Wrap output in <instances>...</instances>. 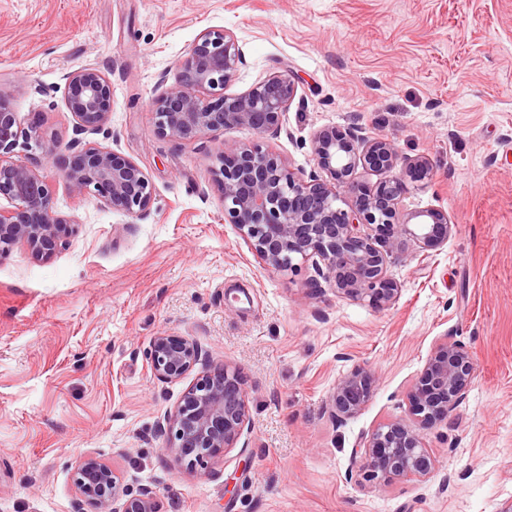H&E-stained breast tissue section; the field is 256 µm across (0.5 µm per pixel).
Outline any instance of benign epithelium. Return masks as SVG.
Wrapping results in <instances>:
<instances>
[{
  "instance_id": "1",
  "label": "benign epithelium",
  "mask_w": 512,
  "mask_h": 512,
  "mask_svg": "<svg viewBox=\"0 0 512 512\" xmlns=\"http://www.w3.org/2000/svg\"><path fill=\"white\" fill-rule=\"evenodd\" d=\"M244 62L242 48L228 32H200L178 65L175 83L167 85L165 75L160 79L162 90L152 101L158 135L187 140L234 126L260 134L280 130L282 114L297 94L295 82L277 73L246 92L224 93ZM63 80V88L40 87L38 93L63 91L66 106L77 119L76 137L64 148L35 127L22 131L10 106V93L0 86V196L11 203L8 209L0 208V254L21 245L34 259L48 260L66 246L72 232V223L56 213L37 167L15 158L19 147H36L48 163L66 150L68 162L61 171L77 196L91 194L140 219L151 212L153 191L144 169L109 149L82 143L81 135L97 131L108 120L110 82L91 65L65 73ZM205 93L213 100L204 102ZM312 152L330 182L297 179L279 156L257 146L225 149L214 171L224 220L235 226L266 268L292 271L309 261L318 271H326L325 278L334 283L336 292L387 307L397 298L398 288L387 277L386 264L400 241L409 238L427 250L442 246L452 233L445 210L398 211L406 180L426 178L429 163L417 160L400 169L390 142L352 128L316 132ZM360 165L387 176L371 188L356 184L351 177ZM338 187L349 188L354 197L344 208L339 205ZM206 358L201 345L190 338L160 333L149 347L151 371L162 383L184 378ZM472 376L473 356L466 345L448 335L441 339L408 394L416 425L390 421L363 436L352 449L348 478L357 474L381 485L430 475L434 459L424 432L448 421L449 413L465 399ZM375 388L369 370L354 368L343 375L330 396L335 419L356 416ZM164 422L165 451L177 463L196 471L224 460L225 451L235 447L249 424L242 373L227 365L204 369ZM73 482L97 512H154V492L148 486L125 493L121 505H116L117 476L93 456L78 462Z\"/></svg>"
}]
</instances>
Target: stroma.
Listing matches in <instances>:
<instances>
[{"instance_id": "35a3bbf8", "label": "stroma", "mask_w": 512, "mask_h": 512, "mask_svg": "<svg viewBox=\"0 0 512 512\" xmlns=\"http://www.w3.org/2000/svg\"><path fill=\"white\" fill-rule=\"evenodd\" d=\"M208 28L245 53L225 93L294 79L280 132L158 136L157 80L175 78ZM89 64L112 104L83 139L138 163L154 203L138 219L39 166L76 230L49 262L19 245L0 257V512H95L72 480L87 455L127 489L151 486L155 512H499L511 501L512 0H0V85L22 128L68 144L76 119L62 93L36 88ZM334 126L389 140L401 163L427 159L429 178L408 183L399 208H441L453 226L440 248L408 239L389 258L399 292L383 309L336 293L311 263L262 267L213 181L232 145L262 146L313 179L312 137ZM161 333L244 377L249 427L212 473L165 451L163 417L197 375L154 377L147 351ZM448 334L474 374L425 433L432 477L347 480L361 435L411 424L408 392ZM357 367L375 392L336 421L330 395Z\"/></svg>"}]
</instances>
